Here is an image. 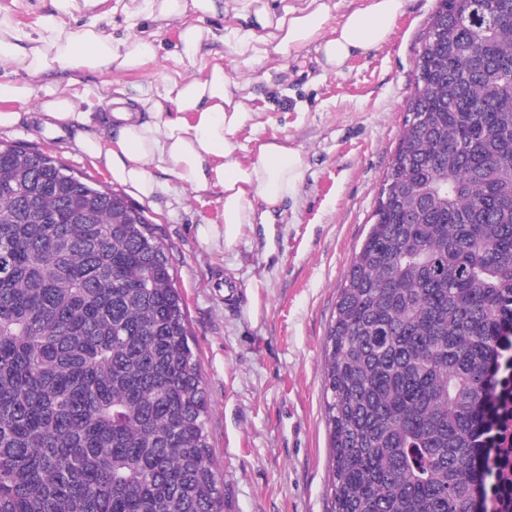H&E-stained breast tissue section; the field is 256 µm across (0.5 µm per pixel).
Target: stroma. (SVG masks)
Masks as SVG:
<instances>
[{
  "instance_id": "stroma-1",
  "label": "stroma",
  "mask_w": 512,
  "mask_h": 512,
  "mask_svg": "<svg viewBox=\"0 0 512 512\" xmlns=\"http://www.w3.org/2000/svg\"><path fill=\"white\" fill-rule=\"evenodd\" d=\"M115 0L106 33L137 32L158 47L144 69L78 72L71 90L162 85L218 64L233 80V49L213 43L196 65L176 53L177 29L150 21L130 29ZM439 0H403L389 40L323 73L313 50L272 57L248 78L261 112L259 135L298 149L306 171L270 223L245 228L234 251L211 249L201 224L222 211L219 191L198 195L169 174L153 201L129 197L170 247L174 282L188 305L210 403L208 434L224 476V512H328V435L322 396L324 340L344 273L369 229L382 178L403 129L418 36ZM52 0H0V13L27 32L54 14ZM76 131L48 137L36 112L0 132V143L42 151L76 174L111 187L77 145Z\"/></svg>"
}]
</instances>
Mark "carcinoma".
I'll return each instance as SVG.
<instances>
[{
	"mask_svg": "<svg viewBox=\"0 0 512 512\" xmlns=\"http://www.w3.org/2000/svg\"><path fill=\"white\" fill-rule=\"evenodd\" d=\"M325 338L330 512H480L512 337V0H440ZM169 249L0 147V512H224Z\"/></svg>",
	"mask_w": 512,
	"mask_h": 512,
	"instance_id": "obj_1",
	"label": "carcinoma"
}]
</instances>
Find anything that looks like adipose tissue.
I'll return each mask as SVG.
<instances>
[{
    "label": "adipose tissue",
    "instance_id": "adipose-tissue-1",
    "mask_svg": "<svg viewBox=\"0 0 512 512\" xmlns=\"http://www.w3.org/2000/svg\"><path fill=\"white\" fill-rule=\"evenodd\" d=\"M54 2L56 15L46 17L33 36L0 15V61L23 73L0 84V131L13 128L20 107L35 99L44 135L77 130L82 151L139 199L150 200L161 192L156 178L160 171L199 194L220 190V222L199 228L202 242L211 248H235L244 227L256 223L258 205L275 208L302 181L301 153L278 139L257 140L253 156H240L236 136L258 128L259 112L249 84L231 80L217 65L161 89L148 84L118 90L110 100L111 112L83 111L80 97L63 86L62 73L114 66L138 71L155 60L156 48L139 36L116 40L105 34L104 14L89 15L79 31H67L59 17L78 4ZM231 3L247 27L228 34L200 23L218 13L222 0H123L121 10L133 24L143 19L162 27L178 24V55L191 65L208 43L220 40L232 42L235 67L242 72L255 71L270 56L286 57L307 48L317 53L324 71L333 72L352 57L384 45L402 8V0H367L333 26L328 0ZM191 14L196 17L192 23L187 20Z\"/></svg>",
    "mask_w": 512,
    "mask_h": 512
}]
</instances>
